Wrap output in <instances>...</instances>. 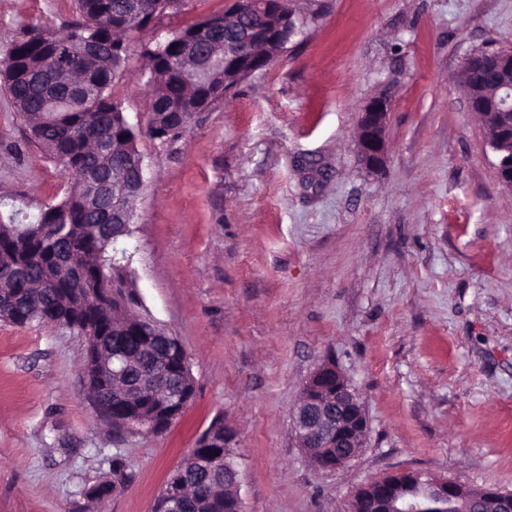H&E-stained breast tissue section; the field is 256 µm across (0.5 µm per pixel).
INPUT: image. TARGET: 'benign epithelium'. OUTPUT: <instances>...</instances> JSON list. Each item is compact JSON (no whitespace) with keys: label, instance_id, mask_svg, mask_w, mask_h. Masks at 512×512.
<instances>
[{"label":"benign epithelium","instance_id":"obj_1","mask_svg":"<svg viewBox=\"0 0 512 512\" xmlns=\"http://www.w3.org/2000/svg\"><path fill=\"white\" fill-rule=\"evenodd\" d=\"M228 18L236 22L233 29L235 39L222 44H212L210 57L224 59V67L210 73L204 97L187 105V111L177 113L179 123L184 126L190 113L201 112L208 104L229 92L240 81L268 67L286 48L289 39L297 30V17L290 0H228ZM487 64L493 67L489 76L474 75L482 65L473 66L466 80L468 108L491 120L486 144L495 154L499 181L512 186V50L491 53ZM390 115L387 99L376 97L370 100L359 125L357 148L365 167L377 170L384 166L387 158L386 126ZM81 188L86 203L96 207L103 202L112 203L114 223L131 230L135 216L132 204L142 196L144 190L143 171L131 178L120 168L112 173L95 172L81 178ZM151 339L163 340L179 349L180 370L191 375L187 353L178 337L158 321H153ZM126 362L121 354L103 356L95 364L96 375L121 377ZM159 397L162 407L183 409L191 401L185 388H163ZM117 427L123 430L156 433L160 423L155 418L138 417L120 420ZM368 421L366 413L351 386L333 362L318 366L306 380L300 401L295 409L293 431L298 445L309 456L316 448H327L329 452L316 459L320 470H337L351 461L365 446ZM212 431L205 435L204 442L191 449L186 462L198 467L207 465L215 457L214 448H222ZM182 470L173 472L165 492L170 512H178L185 490L181 486ZM512 512V492L496 487L467 488L457 481L442 477L422 478L406 472L397 478L374 480L360 488L351 501L349 512Z\"/></svg>","mask_w":512,"mask_h":512}]
</instances>
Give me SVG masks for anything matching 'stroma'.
<instances>
[{"mask_svg": "<svg viewBox=\"0 0 512 512\" xmlns=\"http://www.w3.org/2000/svg\"><path fill=\"white\" fill-rule=\"evenodd\" d=\"M292 4L286 50L165 141L144 132L141 55L226 0H187L133 35L109 88L143 129L129 270L184 346L195 396L162 433L112 429L86 394L82 335L0 320V512H151L217 420L235 434L244 512H348L402 472L512 491V187L461 83L467 56L512 48V0ZM78 18L74 0H0V60ZM377 96L388 159L371 172L355 139ZM70 180L0 86V215L35 221ZM326 360L368 419L335 471L292 431ZM117 462L132 483L90 506Z\"/></svg>", "mask_w": 512, "mask_h": 512, "instance_id": "35a3bbf8", "label": "stroma"}]
</instances>
